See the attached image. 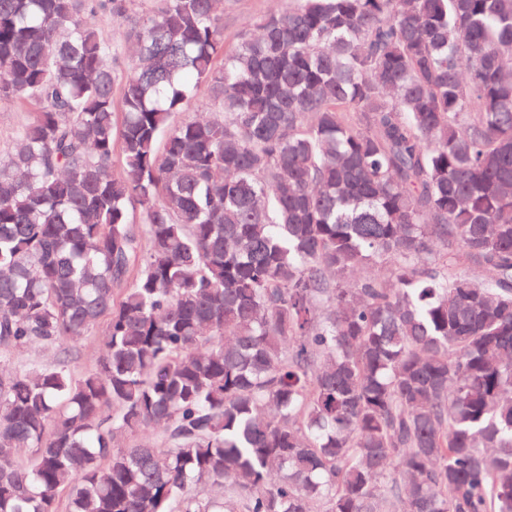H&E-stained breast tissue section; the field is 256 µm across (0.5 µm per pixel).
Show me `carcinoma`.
<instances>
[{"mask_svg":"<svg viewBox=\"0 0 512 512\" xmlns=\"http://www.w3.org/2000/svg\"><path fill=\"white\" fill-rule=\"evenodd\" d=\"M93 2L0 0V512H512V0ZM224 9V40L237 41L252 29V24L270 11L282 9L287 0H222ZM92 21L98 26L106 38L119 46L122 57L128 55L129 46L123 42L121 37L122 28L118 24L112 22V18L109 17L108 14L100 11L95 14ZM36 111L31 103H0V154L14 147L18 130ZM455 253L456 251L453 248L438 242L435 243L433 246V254L431 256V260H436L437 262L447 260L448 265L453 272L466 274L470 277L475 278L479 282H486L490 279V274L483 268L469 266L462 262H455V260L453 259V254ZM107 323V320L103 319L78 343L77 352L70 362V368L76 375L89 370L104 351ZM57 350L40 345L15 350L8 368L26 369L47 365L55 361Z\"/></svg>","mask_w":512,"mask_h":512,"instance_id":"1","label":"carcinoma"}]
</instances>
